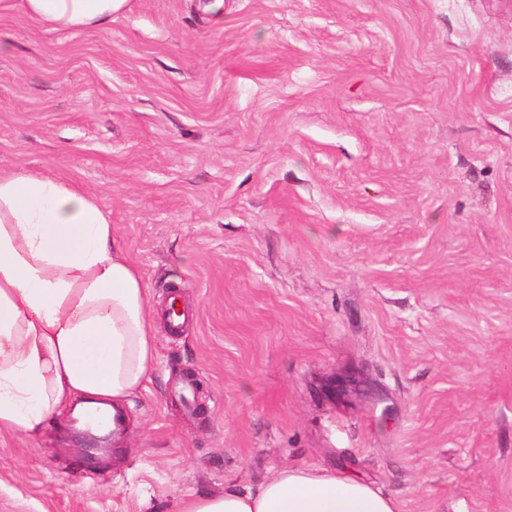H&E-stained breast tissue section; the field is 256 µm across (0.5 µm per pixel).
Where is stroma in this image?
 Instances as JSON below:
<instances>
[{
	"mask_svg": "<svg viewBox=\"0 0 512 512\" xmlns=\"http://www.w3.org/2000/svg\"><path fill=\"white\" fill-rule=\"evenodd\" d=\"M12 169L97 198L155 355L99 466L65 416L0 430V512H178L288 465L512 512V0L0 11ZM127 0H20L26 15L53 26L83 29L100 27L121 11Z\"/></svg>",
	"mask_w": 512,
	"mask_h": 512,
	"instance_id": "obj_1",
	"label": "stroma"
}]
</instances>
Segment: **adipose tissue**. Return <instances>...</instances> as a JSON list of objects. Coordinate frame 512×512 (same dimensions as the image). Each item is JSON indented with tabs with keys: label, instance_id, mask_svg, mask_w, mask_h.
<instances>
[{
	"label": "adipose tissue",
	"instance_id": "ef3b65f1",
	"mask_svg": "<svg viewBox=\"0 0 512 512\" xmlns=\"http://www.w3.org/2000/svg\"><path fill=\"white\" fill-rule=\"evenodd\" d=\"M83 29L127 0H0ZM155 351L143 280L95 197L59 178L0 172V429L37 435L79 398L120 402ZM180 512H399L344 471L288 466L253 487L182 501Z\"/></svg>",
	"mask_w": 512,
	"mask_h": 512
}]
</instances>
